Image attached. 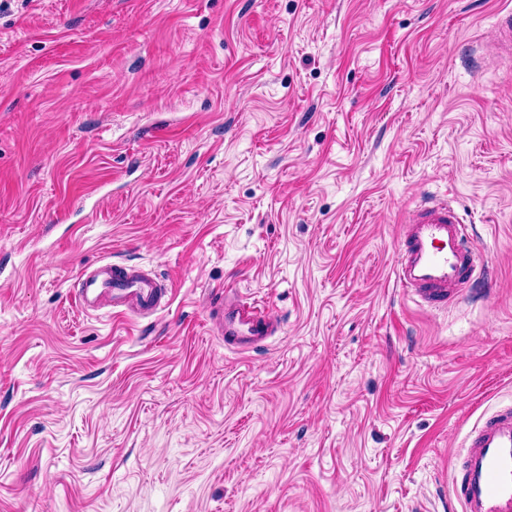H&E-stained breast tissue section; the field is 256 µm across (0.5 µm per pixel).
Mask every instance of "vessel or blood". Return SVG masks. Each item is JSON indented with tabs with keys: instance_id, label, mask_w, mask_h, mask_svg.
I'll return each instance as SVG.
<instances>
[{
	"instance_id": "b4317fda",
	"label": "vessel or blood",
	"mask_w": 512,
	"mask_h": 512,
	"mask_svg": "<svg viewBox=\"0 0 512 512\" xmlns=\"http://www.w3.org/2000/svg\"><path fill=\"white\" fill-rule=\"evenodd\" d=\"M394 277L400 288L436 310L459 299L464 284L483 274L481 255L469 226L448 200L428 196L409 210L401 225ZM76 279L79 303L88 311L109 304L113 317L132 308H156L171 286L123 262L82 268ZM215 323L226 345L246 354L274 333L264 306L225 293ZM457 470L449 479V506L460 512H512V408L485 417L466 437Z\"/></svg>"
}]
</instances>
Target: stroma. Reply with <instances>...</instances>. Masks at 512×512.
<instances>
[{"label": "stroma", "instance_id": "35a3bbf8", "mask_svg": "<svg viewBox=\"0 0 512 512\" xmlns=\"http://www.w3.org/2000/svg\"><path fill=\"white\" fill-rule=\"evenodd\" d=\"M512 0H0V512H445L512 405ZM454 200L490 274L393 275ZM123 261L168 304L84 312ZM280 327L242 355L216 290Z\"/></svg>", "mask_w": 512, "mask_h": 512}]
</instances>
